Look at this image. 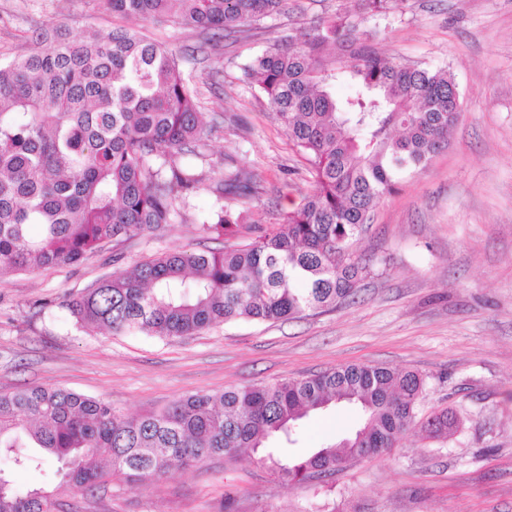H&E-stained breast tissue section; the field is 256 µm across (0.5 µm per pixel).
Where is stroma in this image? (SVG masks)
Wrapping results in <instances>:
<instances>
[{"label":"stroma","mask_w":512,"mask_h":512,"mask_svg":"<svg viewBox=\"0 0 512 512\" xmlns=\"http://www.w3.org/2000/svg\"><path fill=\"white\" fill-rule=\"evenodd\" d=\"M349 5L287 0L250 32L209 40L169 18L134 23L102 0H0V56L24 54L35 31L57 23L75 36L139 27L176 53L204 119L220 117L201 168L230 157L259 184L255 197L221 203L270 229L316 184L242 68L279 36ZM365 25L381 55L448 70L462 112L447 149L380 201L356 241L357 253L374 261L356 302L164 340L89 329L61 308L116 269L174 249L247 242L244 234L215 240L204 232L219 202L203 183L176 202L187 221L161 234L107 243L70 267L0 277V392L64 388L143 415L198 391L369 363L424 376L418 426L397 448L323 481L291 484L258 463L204 462L149 486L116 478L92 493L61 490L62 512H512V0H406ZM441 409L459 420L447 438L420 427ZM359 424L342 408L312 415L295 450L321 447Z\"/></svg>","instance_id":"obj_1"}]
</instances>
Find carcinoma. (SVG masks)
Wrapping results in <instances>:
<instances>
[{
    "label": "carcinoma",
    "mask_w": 512,
    "mask_h": 512,
    "mask_svg": "<svg viewBox=\"0 0 512 512\" xmlns=\"http://www.w3.org/2000/svg\"><path fill=\"white\" fill-rule=\"evenodd\" d=\"M143 22L171 16L185 29L243 32L280 13L286 0H103ZM274 41L243 67L298 148L317 190L283 223L222 251H172L117 271L65 301L78 322L161 339L220 323L288 320L355 298L369 264L353 244L371 212L404 174L448 147L461 99L450 72L378 55L365 15L403 0H354ZM348 50L336 65V45ZM344 75L355 95L339 102ZM209 131L176 54L127 28L75 37L40 29L30 52L0 60V275L69 266L107 241L156 235L175 201L202 182L220 203L256 193L235 166L205 172ZM242 213L222 205L204 231L241 233ZM425 380L413 370L349 364L276 384L197 392L144 416L62 388L0 393V459L18 468L50 461L68 489L94 492L121 475L159 481L209 459L257 462L303 484L360 455L391 449L416 425ZM338 405L361 425L339 442L291 457L306 418ZM454 433L442 411L424 425ZM57 489L18 488L0 467V512H57Z\"/></svg>",
    "instance_id": "1"
}]
</instances>
